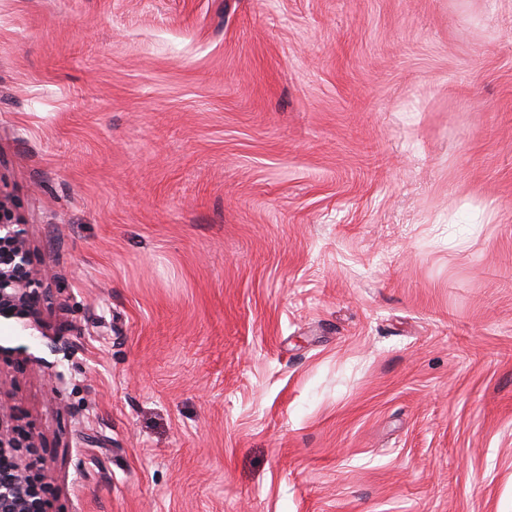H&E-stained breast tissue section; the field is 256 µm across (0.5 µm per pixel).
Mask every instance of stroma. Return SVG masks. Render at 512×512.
<instances>
[{"instance_id": "1", "label": "stroma", "mask_w": 512, "mask_h": 512, "mask_svg": "<svg viewBox=\"0 0 512 512\" xmlns=\"http://www.w3.org/2000/svg\"><path fill=\"white\" fill-rule=\"evenodd\" d=\"M43 512H512V0H0Z\"/></svg>"}]
</instances>
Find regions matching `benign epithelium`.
I'll use <instances>...</instances> for the list:
<instances>
[{
	"mask_svg": "<svg viewBox=\"0 0 512 512\" xmlns=\"http://www.w3.org/2000/svg\"><path fill=\"white\" fill-rule=\"evenodd\" d=\"M50 278V271L30 268V247L22 223L13 217L0 192V318L15 320L24 331L39 332L50 339L53 353L67 359L69 343L51 336L41 316V303L50 299L46 288ZM6 410L0 403V512H37L35 484L3 425Z\"/></svg>",
	"mask_w": 512,
	"mask_h": 512,
	"instance_id": "1",
	"label": "benign epithelium"
}]
</instances>
